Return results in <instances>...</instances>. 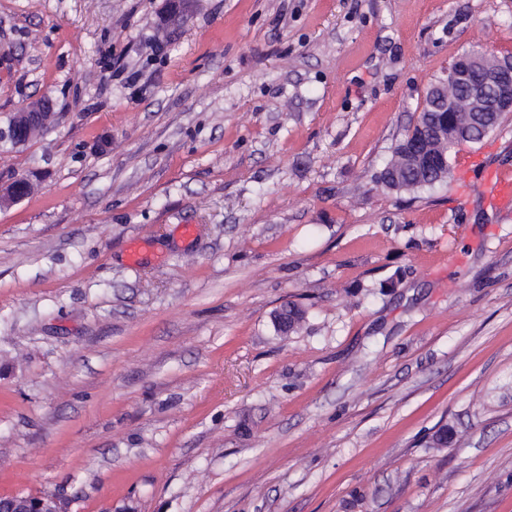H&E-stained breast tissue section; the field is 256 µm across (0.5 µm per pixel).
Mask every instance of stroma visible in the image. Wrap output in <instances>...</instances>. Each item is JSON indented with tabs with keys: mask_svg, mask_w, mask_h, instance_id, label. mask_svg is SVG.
<instances>
[{
	"mask_svg": "<svg viewBox=\"0 0 512 512\" xmlns=\"http://www.w3.org/2000/svg\"><path fill=\"white\" fill-rule=\"evenodd\" d=\"M184 3L157 48L170 0H0V124L61 114L0 150L34 186L0 210V496L512 512V214L482 173L512 172V112L447 184L372 179L454 60L512 56V0ZM57 120V112L54 111L52 100L47 97L30 103L22 112L13 115L5 127L0 126V141L4 142L10 136L14 148H23L45 129L52 127ZM11 125L9 126V123ZM27 126L28 139L24 142L18 138V130Z\"/></svg>",
	"mask_w": 512,
	"mask_h": 512,
	"instance_id": "35a3bbf8",
	"label": "stroma"
}]
</instances>
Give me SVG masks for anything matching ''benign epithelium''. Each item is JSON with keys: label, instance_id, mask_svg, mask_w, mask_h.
I'll use <instances>...</instances> for the list:
<instances>
[{"label": "benign epithelium", "instance_id": "7a95c632", "mask_svg": "<svg viewBox=\"0 0 512 512\" xmlns=\"http://www.w3.org/2000/svg\"><path fill=\"white\" fill-rule=\"evenodd\" d=\"M450 82L468 84V100L472 113L495 114L512 112V60L506 58L493 70L483 67L480 58H464L456 69L448 72ZM57 120L52 100L47 97L30 103L23 111L9 119V125L0 126V141L12 139L14 147L23 148ZM31 192L25 178H17L5 189L0 188V208L16 203ZM0 512H67L66 503L58 496L44 495L35 510L22 498L5 500L0 497Z\"/></svg>", "mask_w": 512, "mask_h": 512}]
</instances>
